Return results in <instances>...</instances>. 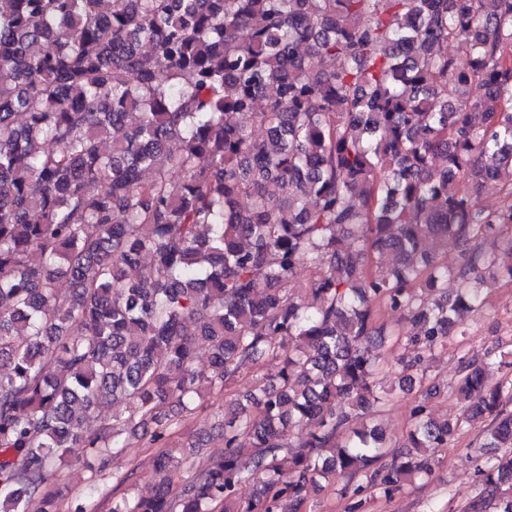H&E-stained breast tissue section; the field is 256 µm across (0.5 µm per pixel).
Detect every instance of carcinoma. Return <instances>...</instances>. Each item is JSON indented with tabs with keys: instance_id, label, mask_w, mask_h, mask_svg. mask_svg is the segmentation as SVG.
<instances>
[{
	"instance_id": "obj_1",
	"label": "carcinoma",
	"mask_w": 512,
	"mask_h": 512,
	"mask_svg": "<svg viewBox=\"0 0 512 512\" xmlns=\"http://www.w3.org/2000/svg\"><path fill=\"white\" fill-rule=\"evenodd\" d=\"M506 170L512 0H0V512H58L60 466L108 469L126 422L158 443L271 359L224 403V452L158 454L110 512H303L338 479L361 512L483 417L504 452L464 512H512L488 359L461 357L459 416L413 405L406 449L363 422L378 347L405 338L422 387L485 275L512 281Z\"/></svg>"
}]
</instances>
